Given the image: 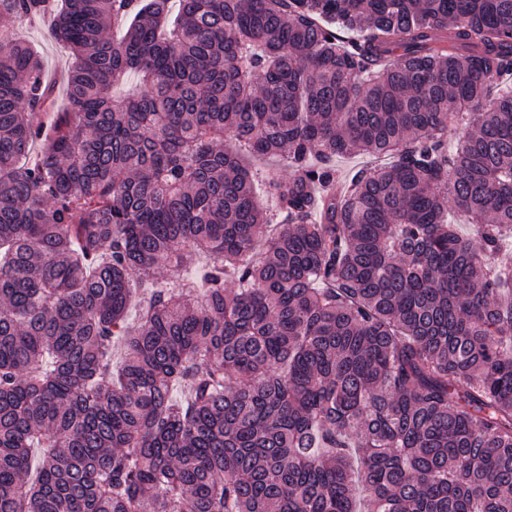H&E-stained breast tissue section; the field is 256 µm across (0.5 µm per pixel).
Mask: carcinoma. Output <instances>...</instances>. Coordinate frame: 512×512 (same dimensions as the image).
<instances>
[{
  "mask_svg": "<svg viewBox=\"0 0 512 512\" xmlns=\"http://www.w3.org/2000/svg\"><path fill=\"white\" fill-rule=\"evenodd\" d=\"M2 17L0 512H512V0ZM17 36L30 42L38 50L46 75L52 81L60 83L61 77L68 66V60L62 56L56 45L47 36V23L34 21L18 29L16 24L12 27ZM375 160L363 155H352L340 158L336 161V168L338 170V180L336 182V191L339 190L342 181L351 177L356 171L362 169L370 164H374Z\"/></svg>",
  "mask_w": 512,
  "mask_h": 512,
  "instance_id": "obj_1",
  "label": "carcinoma"
}]
</instances>
